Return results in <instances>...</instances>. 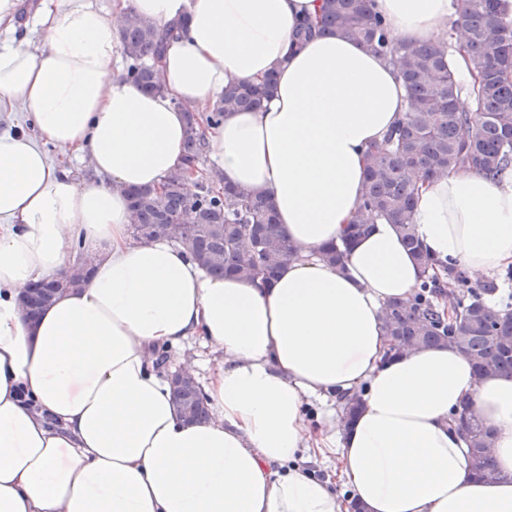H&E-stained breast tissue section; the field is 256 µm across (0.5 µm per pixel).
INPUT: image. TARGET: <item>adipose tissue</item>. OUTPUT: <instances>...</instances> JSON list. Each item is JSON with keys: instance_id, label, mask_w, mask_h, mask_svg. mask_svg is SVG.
<instances>
[{"instance_id": "1", "label": "adipose tissue", "mask_w": 512, "mask_h": 512, "mask_svg": "<svg viewBox=\"0 0 512 512\" xmlns=\"http://www.w3.org/2000/svg\"><path fill=\"white\" fill-rule=\"evenodd\" d=\"M398 39L444 38L456 0H374ZM320 0H40L39 46L17 44L21 0H0V112L35 131L0 132V512H512V378L477 377L456 350L385 357L382 311L421 283L395 225L340 243L363 192L366 151L405 110L395 67L343 34L292 41ZM159 31L181 23L164 90L113 72L123 11ZM277 72L258 112L207 127L226 181L270 197L297 249L269 283L213 277L170 238L133 239L126 192L179 168L184 107ZM88 157L81 183L50 148ZM424 247L484 279L512 264V170L414 175ZM94 256L92 276L29 320L32 282ZM198 336L216 357L212 410L185 421L158 350ZM360 395L348 423L340 395ZM328 409L318 427L303 404ZM473 400L502 476L471 475L448 425ZM338 456V479L304 460ZM348 496H341V489Z\"/></svg>"}]
</instances>
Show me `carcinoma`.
<instances>
[{
	"mask_svg": "<svg viewBox=\"0 0 512 512\" xmlns=\"http://www.w3.org/2000/svg\"><path fill=\"white\" fill-rule=\"evenodd\" d=\"M459 18L448 28V39L463 32L472 71L479 87L472 96L476 110L459 106L462 86L445 55V41L413 45L395 39L372 11V0H322L318 20L300 22L295 45L317 28L339 31L389 58L397 67L407 92L403 119L382 143L367 150L362 198L343 243L331 245L323 258L340 267L346 248L367 229L383 220L398 227L408 252L423 269V280L406 299L389 301L383 311L388 352H403L448 345L471 361L479 376L494 373L512 377V303L495 307L485 297L494 294L496 281L479 292L460 293L466 272L453 262L444 263L423 248L414 231L413 172L444 176L450 170H475L496 175L512 166V17L503 0H461ZM120 51L127 61L121 77L143 90L164 88L158 62L166 51V38L134 9L126 10ZM276 78L259 84L234 83L224 89L207 113H186L184 143L186 167L170 172L160 189L129 192L130 230L136 240L178 237L210 274H231L248 280H273L282 264L297 254L278 223L269 198L249 197L204 168L208 145L203 125L218 122L225 113L254 110L273 91ZM195 169L198 192L185 190L187 171ZM59 280L31 285L23 294L28 318L38 316L56 296ZM175 405L191 422L209 419V407L198 385L171 375ZM360 396L340 398L342 420L360 410ZM457 425L466 446L472 475L499 476L488 454L493 431L471 417Z\"/></svg>",
	"mask_w": 512,
	"mask_h": 512,
	"instance_id": "1",
	"label": "carcinoma"
}]
</instances>
